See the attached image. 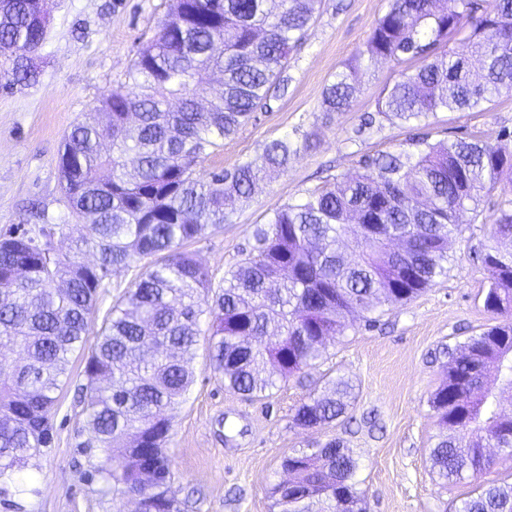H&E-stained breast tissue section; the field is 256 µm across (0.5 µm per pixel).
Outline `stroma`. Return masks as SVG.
<instances>
[{
	"instance_id": "1",
	"label": "stroma",
	"mask_w": 512,
	"mask_h": 512,
	"mask_svg": "<svg viewBox=\"0 0 512 512\" xmlns=\"http://www.w3.org/2000/svg\"><path fill=\"white\" fill-rule=\"evenodd\" d=\"M170 0H48L47 38L34 64L32 86L0 88V234L41 224H64L58 155L65 132L109 91L121 88L139 49L150 40ZM387 0H322L304 44L292 53L288 94L271 99L234 138L195 168L199 177L255 156L283 134L310 139L288 170L260 182L245 201L229 205V221L190 247L215 279H222L252 244L255 225L276 208L297 201L325 180L359 169L362 156L391 151L419 135L430 141L478 136L497 142L512 129V95L482 112H441L407 125L361 130V120L400 64L382 60L362 68L360 91L349 111L325 115L322 93L343 63L362 48ZM483 197L476 219L465 220L448 246V275L404 304L390 305L381 326L349 318L345 336L328 344L324 358L290 378L267 398L227 391L208 369L205 346L192 361L195 382L171 413L168 452L174 485L185 512H274L272 486L283 479L282 458L316 441L342 439L357 460V479L367 512H455L477 484L512 482V462L497 460L479 480L440 484L429 459L437 432L428 399L444 378L431 356L479 335L498 321L484 307L488 274L474 259L487 244L496 217ZM71 382L53 413V438L23 473L30 494L0 512H134L132 502L113 500L90 476L83 444L90 437L77 387L83 361L73 356ZM343 376L356 388L352 414L374 415L376 427L336 421L313 430L293 427L292 416L310 392H324Z\"/></svg>"
}]
</instances>
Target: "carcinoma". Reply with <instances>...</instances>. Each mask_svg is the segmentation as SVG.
<instances>
[{
  "label": "carcinoma",
  "mask_w": 512,
  "mask_h": 512,
  "mask_svg": "<svg viewBox=\"0 0 512 512\" xmlns=\"http://www.w3.org/2000/svg\"><path fill=\"white\" fill-rule=\"evenodd\" d=\"M321 0H172L155 36L127 73V90L99 101L67 132L59 175L71 223L52 224L73 247L62 253L22 230L0 238V338L19 359L0 362V494L21 495V463L52 440L51 413L85 350L99 289L114 267L138 275L103 320L86 356L84 403L91 468L113 499L139 512H182L167 452L168 411L194 383L191 361L208 337L210 371L224 388L264 397L323 358L347 317L376 326L381 307L410 301L448 274V242L480 193L499 192L493 245L480 259L485 308L497 324L441 351L445 379L429 404L437 434L433 473L444 483L478 479L497 449L512 460V132L499 143L428 136L365 155L360 170L272 211L253 244L216 286L186 249L227 221L226 206L287 172L299 150L283 134L254 157L194 177L199 161L236 136L275 90H287L291 52ZM46 39L30 0L0 20L4 87L38 82L24 54ZM381 59L426 64L385 85L362 127L410 124L439 112H481L512 92V0H388L363 49L323 91L327 114L346 112L358 71ZM223 75L199 106L211 74ZM98 256L91 266L85 251ZM344 377L295 410L310 430L348 416ZM271 488L277 512H367L357 460L332 438L282 458ZM456 512H512V484L487 485Z\"/></svg>",
  "instance_id": "cac0c4a2"
}]
</instances>
